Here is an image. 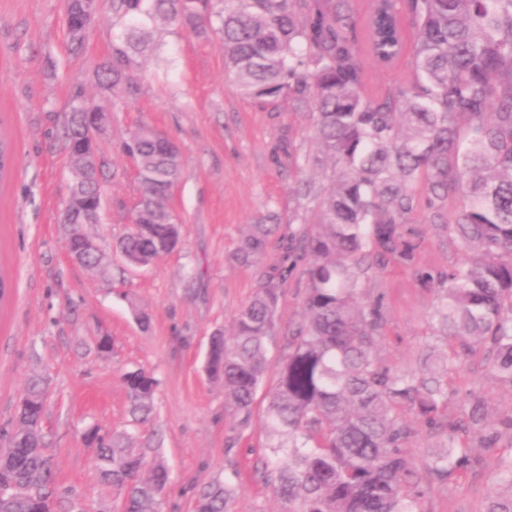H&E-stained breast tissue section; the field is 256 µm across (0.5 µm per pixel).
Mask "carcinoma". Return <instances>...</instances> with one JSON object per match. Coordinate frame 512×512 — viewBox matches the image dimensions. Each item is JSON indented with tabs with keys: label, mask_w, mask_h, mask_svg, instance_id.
Here are the masks:
<instances>
[{
	"label": "carcinoma",
	"mask_w": 512,
	"mask_h": 512,
	"mask_svg": "<svg viewBox=\"0 0 512 512\" xmlns=\"http://www.w3.org/2000/svg\"><path fill=\"white\" fill-rule=\"evenodd\" d=\"M224 3L214 12V2ZM112 56L96 71L98 86L138 95L132 70L152 49L153 31L189 24L198 31L220 21L224 66L239 94L259 102L288 98L312 107L314 139L336 179L319 203L312 227L276 236L278 225L253 224L236 257L257 265L272 242L280 264L259 275L252 298L231 329L213 338L205 370L224 385L225 417L247 427L269 371L267 341L275 335L285 286L300 265L307 276L305 320L283 341L275 385L265 411L268 482L282 512H420L425 490L448 483L479 462L469 435L484 427L487 406L469 395L464 419L448 409V373L474 346L486 350L492 375L512 385V0H377L361 27L352 0H110ZM68 40L82 48L89 35L76 4L65 9ZM415 29V80L392 85L376 99L362 91L359 32L383 64L405 52L404 22ZM75 95L62 131L72 167L83 162L89 120ZM142 194L136 228L116 249L130 266L148 267L180 242L166 200L181 173L179 146L143 126L124 143ZM103 157L81 186L97 206ZM421 183L426 196L414 191ZM465 201L448 218L446 207ZM428 210V223L415 215ZM470 249L464 266L448 272L417 266L429 228ZM413 266L419 288L433 294V335L420 366L384 363V295L360 282L387 265ZM130 424L153 413L157 387L144 369L124 374ZM42 379L29 383L12 428L0 434V512H57L70 489L56 481L41 422ZM409 411L441 450L419 467L405 452L414 431ZM512 440V415L485 435L482 447ZM96 448L100 480L123 493L122 512H160L169 470L158 448L137 446L127 430L102 427L85 437ZM496 496L486 512H512V457L501 462ZM235 480L208 482L195 492L196 512H233Z\"/></svg>",
	"instance_id": "carcinoma-1"
}]
</instances>
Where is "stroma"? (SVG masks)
I'll return each mask as SVG.
<instances>
[{
  "label": "stroma",
  "mask_w": 512,
  "mask_h": 512,
  "mask_svg": "<svg viewBox=\"0 0 512 512\" xmlns=\"http://www.w3.org/2000/svg\"><path fill=\"white\" fill-rule=\"evenodd\" d=\"M112 33V12L104 4L83 48L73 52L63 0H0V130L15 151L12 173L0 182V272L12 284L10 299L0 302V429L11 426L28 381L41 377L48 395L42 428L57 481L78 492L90 512H117L120 503L115 490L100 484L95 450L82 438L92 424L131 427L139 439L158 445L170 471L161 512H193L195 487L235 470L241 489L234 512H281L263 466L267 392L258 391L248 427L229 429L224 388L209 379L206 353L211 336L230 329L254 293L260 271L282 258L274 247L259 265L240 264L235 252L243 235L270 211L284 227L314 224L332 167L290 166V155L317 150L310 111L286 99L263 105L242 98L224 68L219 22L202 36L186 26L158 28L132 98L95 85L97 66L112 54ZM361 62L368 95L413 76L406 56L384 67L365 50ZM78 90L110 114L100 138L106 204L99 223L84 227L102 253L94 270L69 257V227L61 221L69 157L60 134ZM144 125L181 150L182 174L168 202L181 244L151 266L134 268L113 245L130 231L140 197L121 144ZM300 176L314 182L316 195H296ZM466 256L458 239L432 229L419 264L448 270ZM305 281L300 268L288 281L268 343L270 363L280 357L283 336L303 319ZM367 287L384 292L388 302L380 358L408 365L433 333L431 295L405 267L386 268ZM139 310L149 314V328L136 320ZM104 335L112 351L100 356L94 345ZM135 368L152 372L158 387L153 419L133 427L122 374ZM472 391L486 397L492 419L512 414V387L490 376L479 353L454 377L455 415L466 412ZM510 456L512 442L505 439L482 449L473 471L427 489L423 512H485L500 491L499 464Z\"/></svg>",
  "instance_id": "35a3bbf8"
}]
</instances>
